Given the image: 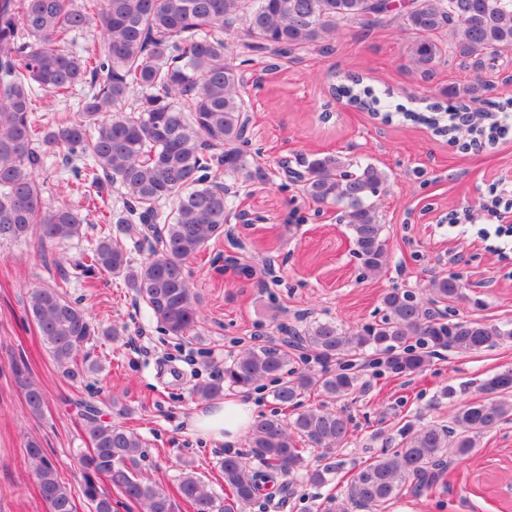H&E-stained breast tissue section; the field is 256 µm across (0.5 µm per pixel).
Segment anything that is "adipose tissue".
Instances as JSON below:
<instances>
[{
    "mask_svg": "<svg viewBox=\"0 0 512 512\" xmlns=\"http://www.w3.org/2000/svg\"><path fill=\"white\" fill-rule=\"evenodd\" d=\"M253 422L252 405L230 395L213 401L191 418L192 428L198 436L224 443L236 441Z\"/></svg>",
    "mask_w": 512,
    "mask_h": 512,
    "instance_id": "1",
    "label": "adipose tissue"
}]
</instances>
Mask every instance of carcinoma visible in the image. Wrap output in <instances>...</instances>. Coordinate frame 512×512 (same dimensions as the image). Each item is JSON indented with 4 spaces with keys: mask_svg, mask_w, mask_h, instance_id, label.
<instances>
[{
    "mask_svg": "<svg viewBox=\"0 0 512 512\" xmlns=\"http://www.w3.org/2000/svg\"><path fill=\"white\" fill-rule=\"evenodd\" d=\"M387 19L409 34L407 62L425 75L447 52L482 72L501 49L512 47V0H411L395 12L386 0H0V245L36 235L43 248L83 235V210L46 202L36 178L56 148L66 150V162H80L74 173L99 187L123 189L117 233L101 211L106 226L87 253L72 269L60 267L53 285L28 294L30 318L66 381L77 383L98 368L89 354L79 355L86 344L98 336H119L117 328L96 325L68 298L76 281L93 288L102 274L120 278L169 334L197 333L200 311L185 263L224 234L233 205L224 175H255L243 94V67L251 56L272 51L296 59L328 51L346 29L369 32ZM93 23L100 38L78 42ZM82 84L89 93L77 100L74 114L44 126L39 104L68 99ZM485 89L479 77L471 86L448 88L446 97L467 98L479 112ZM331 91L351 106L376 111L377 97L358 76L341 77ZM134 92L140 94L138 106L126 112ZM294 178L312 202L337 209L363 273H379L387 238L375 198L390 175L373 163L330 153L306 162ZM167 203L174 211L162 209ZM149 231L155 245L135 265L128 242H139ZM429 292L433 303H445L462 296V284L455 276L439 277ZM383 304L386 315L374 324L347 329L315 321L295 331L291 341L253 346L224 363L223 382L199 384L193 395L206 401L226 385L247 391L274 379L279 406L294 408L312 390L336 401L356 391L354 361L369 350L386 355L392 370L405 373L425 362V354L411 345L415 338L421 346L465 353L512 338V329L496 325L439 322L409 290L387 293ZM298 350L313 351L337 368L317 376L299 373L293 367ZM14 375L30 413L41 415L45 398L28 366L15 365ZM484 392V399L459 409L448 427L403 429L396 447L350 475L339 512L350 506L385 512L409 486L432 485L436 473L428 468L444 464L447 454L473 456L484 435L512 421V370L488 379ZM83 434L89 448L79 455V491L90 512H113L112 496L99 486L101 476L136 512H176L179 499L193 512H245L262 499L271 501L268 487L274 484L278 505H285L291 477L301 471L311 484L326 485L338 468L333 454L349 440L350 422L323 407L300 411L288 422L277 414L257 420L248 439L257 466L242 455H224L222 497L188 469L171 493L144 476L143 439L101 419L92 403L83 414ZM299 439L322 451L326 463L308 465ZM24 451L48 512H76V495L41 441L28 439Z\"/></svg>",
    "mask_w": 512,
    "mask_h": 512,
    "instance_id": "obj_1",
    "label": "carcinoma"
}]
</instances>
